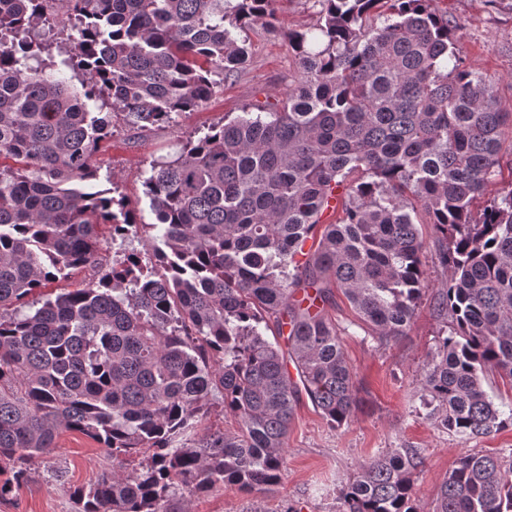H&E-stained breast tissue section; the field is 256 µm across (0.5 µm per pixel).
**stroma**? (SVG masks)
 Listing matches in <instances>:
<instances>
[{
  "mask_svg": "<svg viewBox=\"0 0 512 512\" xmlns=\"http://www.w3.org/2000/svg\"><path fill=\"white\" fill-rule=\"evenodd\" d=\"M435 9L461 26V53L467 65L486 75L503 107L512 106V12L488 0H435ZM316 0H277L272 24L246 33L249 59L199 109L176 116L163 128L133 127L114 117L112 139L96 156L98 189L123 196L142 228L138 236L109 245L116 259L129 251L152 256L155 215L144 195L151 161L176 158L183 145L209 127L235 118L252 104L281 102L300 77L288 31L311 28L318 19ZM430 288L405 335L379 341L360 323L343 294L330 315L340 330L345 355L356 376L363 406L348 423L332 427L308 399H301L288 434L285 470L277 490L244 493L216 487L201 494L175 489L169 512H338L339 497L359 466L389 448H420L425 463L414 477L419 512H433L441 482L460 457L498 454L512 448V423L490 435L464 439L429 420L420 400V374L444 323L432 310L433 297L446 279L435 262L436 234L423 225ZM112 470V454L87 436L63 432L55 452L29 463L27 484L0 512H75L71 493Z\"/></svg>",
  "mask_w": 512,
  "mask_h": 512,
  "instance_id": "35a3bbf8",
  "label": "stroma"
}]
</instances>
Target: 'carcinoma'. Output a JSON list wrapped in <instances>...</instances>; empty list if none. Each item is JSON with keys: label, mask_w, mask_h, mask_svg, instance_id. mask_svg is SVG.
<instances>
[{"label": "carcinoma", "mask_w": 512, "mask_h": 512, "mask_svg": "<svg viewBox=\"0 0 512 512\" xmlns=\"http://www.w3.org/2000/svg\"><path fill=\"white\" fill-rule=\"evenodd\" d=\"M274 2L0 0V500L63 430L112 451V474L73 490L77 512H167L178 484L274 491L301 394L334 428L362 403L334 290L386 340L430 288L420 209L447 272L433 311L449 328L421 379L429 416L463 438L512 422L483 387L490 372L512 386V187L485 198L512 174V109L433 0H317L314 30L287 35L301 78L285 100L150 163L153 262L103 256L101 225L116 241L140 224L95 189L112 115L88 103L170 124L246 62L237 32L272 23ZM61 14L76 23L60 66L85 75L80 92L29 64L49 52L29 33ZM75 270L90 277L45 292ZM271 324L288 328V352ZM218 394L233 432L202 426ZM423 464L418 448L374 457L339 512H417ZM435 512H512V448L461 457Z\"/></svg>", "instance_id": "cac0c4a2"}]
</instances>
